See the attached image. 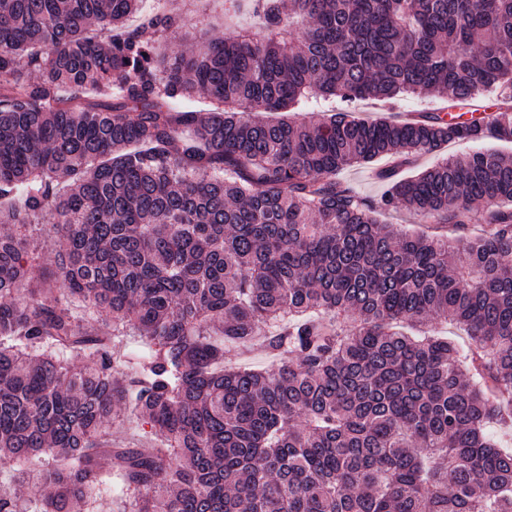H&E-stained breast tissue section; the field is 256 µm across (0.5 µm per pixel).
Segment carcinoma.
<instances>
[{
	"mask_svg": "<svg viewBox=\"0 0 512 512\" xmlns=\"http://www.w3.org/2000/svg\"><path fill=\"white\" fill-rule=\"evenodd\" d=\"M142 2L0 0V463L54 465L0 512H92L104 455L134 493L119 512H512L488 433L512 426V156L404 175L512 143V0H250L264 36L168 57L180 19L128 27ZM312 95L346 108L270 117ZM407 95L497 112L350 114ZM380 158L376 203L337 178ZM477 206L456 241L377 218ZM33 224L63 247L48 282ZM233 345L276 366L226 368ZM128 411L165 447H108ZM503 144L502 142H498V141H495V140H492V139H486L484 141H480L476 144H473V143H466V144H460V143H449L448 146L443 150L441 151L442 154H438V155H428L426 156L423 160H422V165L420 166L419 169H422L426 166H429V165H432L433 163H435L436 161L442 159L443 157L445 156H448V154H453V155H460V154H463V153H466L468 151H470L471 149H474L476 147H485V148H500L502 149L503 147Z\"/></svg>",
	"mask_w": 512,
	"mask_h": 512,
	"instance_id": "obj_1",
	"label": "carcinoma"
}]
</instances>
